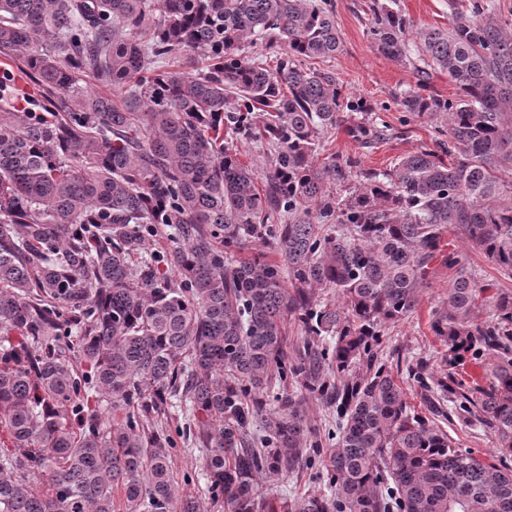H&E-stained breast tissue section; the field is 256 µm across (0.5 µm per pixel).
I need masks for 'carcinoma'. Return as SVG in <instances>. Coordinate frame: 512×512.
Listing matches in <instances>:
<instances>
[{"instance_id":"1","label":"carcinoma","mask_w":512,"mask_h":512,"mask_svg":"<svg viewBox=\"0 0 512 512\" xmlns=\"http://www.w3.org/2000/svg\"><path fill=\"white\" fill-rule=\"evenodd\" d=\"M410 27L396 0L373 8L382 55L408 59ZM416 35L460 93L402 106L447 113L448 159L361 171L343 202L327 183L357 161L317 156L355 105L302 64L340 48L327 0H0V59L43 106L0 107V512H117L118 490L122 512H201L169 435L141 422L175 405L224 512H272L260 484L316 458L329 495L287 512H512V468L459 451L401 385L512 453V292L486 295L444 243L460 234L512 277V38L491 0ZM257 39L275 69L242 56ZM242 133L274 151L261 177L228 142ZM160 224L178 235L149 254ZM262 234L278 260L227 257ZM437 259L456 276L432 314L446 350L430 380L428 360L382 338L417 311ZM475 356L496 361L485 386L460 373ZM306 395L335 412L336 446L315 439Z\"/></svg>"}]
</instances>
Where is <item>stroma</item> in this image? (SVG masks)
I'll return each mask as SVG.
<instances>
[{"instance_id":"obj_1","label":"stroma","mask_w":512,"mask_h":512,"mask_svg":"<svg viewBox=\"0 0 512 512\" xmlns=\"http://www.w3.org/2000/svg\"><path fill=\"white\" fill-rule=\"evenodd\" d=\"M372 2L331 0L341 50L334 58L313 60L312 65L335 73L343 95L364 106L363 111L346 114L343 121L329 130L325 137L326 154L358 160L362 169L379 172L392 168L405 155L439 150L444 141L441 121L405 111L400 104L403 94L418 87L424 95L445 100L456 97L458 89L447 73L431 66L428 58L415 53L410 62L403 64L378 52L369 30ZM467 4L468 0H397L398 9L418 29L447 28L455 13L466 11ZM360 122L383 128V136L368 144L356 140L351 129ZM455 275V269L436 266L417 312L387 331L383 338L386 348L427 358L430 371H438V359L444 348L431 332L430 318L446 298ZM437 423L456 440L461 451L489 463L512 466V455L502 456L491 434L465 428L454 418L441 417ZM185 424V418L176 409L143 421L146 429L166 428L175 439L172 468L179 485L197 496L203 512H222L206 492L198 451L182 437Z\"/></svg>"}]
</instances>
